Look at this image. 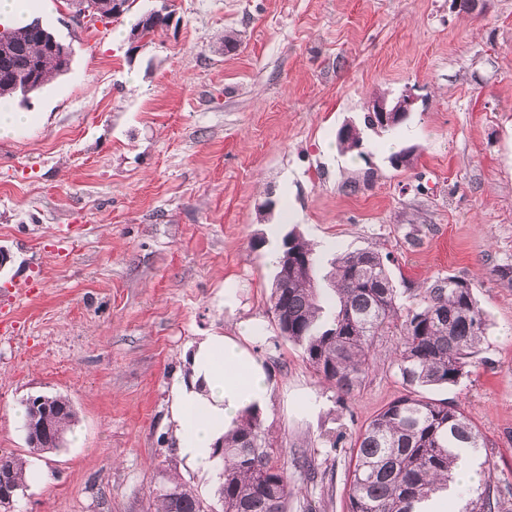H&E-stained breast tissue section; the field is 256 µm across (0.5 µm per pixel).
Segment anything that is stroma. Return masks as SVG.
<instances>
[{
	"label": "stroma",
	"instance_id": "1",
	"mask_svg": "<svg viewBox=\"0 0 512 512\" xmlns=\"http://www.w3.org/2000/svg\"><path fill=\"white\" fill-rule=\"evenodd\" d=\"M171 3L170 27L137 43L128 21L29 4L72 56L8 103L31 122L0 138V311L13 315L0 329V452L52 477L26 485L14 512H154L173 476L217 505L218 481L174 449L166 398L193 341L251 319L277 388L265 431L282 458L320 472L313 483L292 471L288 512H347L354 439L405 391L398 339L379 337L361 388L339 403L269 310L276 246L293 229L324 265L390 254L406 304L443 277L475 284L489 319L477 359L427 395L480 430L479 458L512 512V0ZM406 89L404 123L365 131L366 157L340 150L343 125ZM37 395L69 400L78 418L62 448L30 456L14 410Z\"/></svg>",
	"mask_w": 512,
	"mask_h": 512
}]
</instances>
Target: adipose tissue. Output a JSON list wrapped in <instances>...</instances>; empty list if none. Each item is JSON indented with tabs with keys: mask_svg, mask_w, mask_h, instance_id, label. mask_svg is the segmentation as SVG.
<instances>
[{
	"mask_svg": "<svg viewBox=\"0 0 512 512\" xmlns=\"http://www.w3.org/2000/svg\"><path fill=\"white\" fill-rule=\"evenodd\" d=\"M187 362V378L168 392L170 420L179 456L207 475L218 460L215 445L244 409L265 406L275 385L243 335L204 336L192 345Z\"/></svg>",
	"mask_w": 512,
	"mask_h": 512,
	"instance_id": "adipose-tissue-1",
	"label": "adipose tissue"
}]
</instances>
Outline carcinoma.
Listing matches in <instances>:
<instances>
[{
  "instance_id": "1",
  "label": "carcinoma",
  "mask_w": 512,
  "mask_h": 512,
  "mask_svg": "<svg viewBox=\"0 0 512 512\" xmlns=\"http://www.w3.org/2000/svg\"><path fill=\"white\" fill-rule=\"evenodd\" d=\"M170 19L162 7L147 9L130 31L140 28L141 37H151L168 28ZM10 31L11 61L0 59V100L26 96V80L37 91L60 73L56 56L41 47L34 22ZM269 303L279 331H288L284 339L300 347L341 402L361 387L376 339L399 337L396 362L406 393L378 412L354 442L348 512H416L418 504L448 488L461 461L487 447L464 409L422 393L458 385L485 339L486 313L469 281L437 279L405 308L381 254H341L322 274L312 245L290 232L281 239ZM50 407L54 431L66 434L75 425L67 402L54 396ZM223 443L218 491L224 512H287L294 490L288 466L303 470L311 481L316 478L308 458L289 463L275 456L257 409L245 411ZM25 464L14 454L0 455V470L13 474L21 488ZM168 485L182 487L181 498L174 504L158 491L156 512H208L209 505L190 484L173 477ZM456 500L458 512H501L489 485L480 492L460 488Z\"/></svg>"
}]
</instances>
